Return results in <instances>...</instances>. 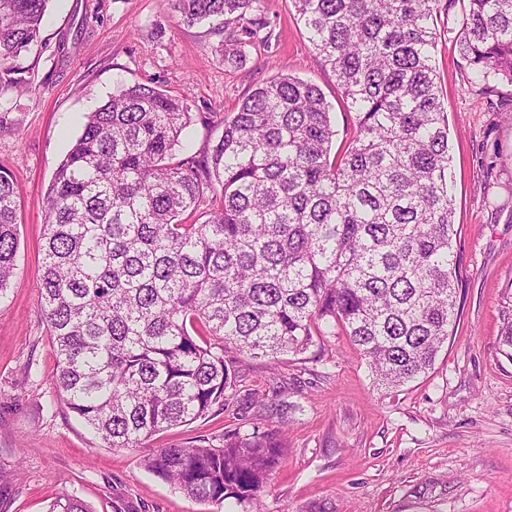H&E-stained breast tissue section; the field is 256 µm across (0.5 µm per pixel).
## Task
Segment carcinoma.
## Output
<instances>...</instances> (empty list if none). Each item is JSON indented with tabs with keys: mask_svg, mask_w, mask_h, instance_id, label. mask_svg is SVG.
<instances>
[{
	"mask_svg": "<svg viewBox=\"0 0 512 512\" xmlns=\"http://www.w3.org/2000/svg\"><path fill=\"white\" fill-rule=\"evenodd\" d=\"M455 0H293L313 51L356 113L352 142L321 89L289 73L256 86L213 145L177 157L191 113L151 85L87 113L44 197L41 311L57 400L108 448L190 498L254 499L285 443L253 428L146 447L224 410L241 357L298 356L341 328L375 383L428 373L456 326L461 257L452 157L433 52ZM48 0H0V84L37 41ZM224 18V62L261 39L260 0H175ZM485 94L512 85V0H468L454 36ZM211 202L203 210L202 203ZM20 201L0 167V295L15 274ZM502 352L512 358V304ZM48 512H91L75 495Z\"/></svg>",
	"mask_w": 512,
	"mask_h": 512,
	"instance_id": "obj_1",
	"label": "carcinoma"
}]
</instances>
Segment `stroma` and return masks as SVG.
Listing matches in <instances>:
<instances>
[{
  "instance_id": "35a3bbf8",
  "label": "stroma",
  "mask_w": 512,
  "mask_h": 512,
  "mask_svg": "<svg viewBox=\"0 0 512 512\" xmlns=\"http://www.w3.org/2000/svg\"><path fill=\"white\" fill-rule=\"evenodd\" d=\"M466 7L437 16L434 55L451 132L461 315L434 368L378 389L344 332L324 348L249 359L224 411L155 435L154 445L281 426L288 448L257 503L261 512H512V359L502 353V306L512 291V85L494 95L470 83L453 38ZM271 42L225 64L224 35L188 25L169 0H49L40 39L19 63L26 92L0 90V167L20 197L16 275L0 297V512H48L76 495L112 512L128 495L139 512H247L200 502L147 472L140 451L113 450L57 402L52 339L41 313L43 198L84 117L126 84L182 96L193 151L215 142L225 114L258 84L290 73L332 106L335 151L356 122L313 52L292 0H262Z\"/></svg>"
}]
</instances>
